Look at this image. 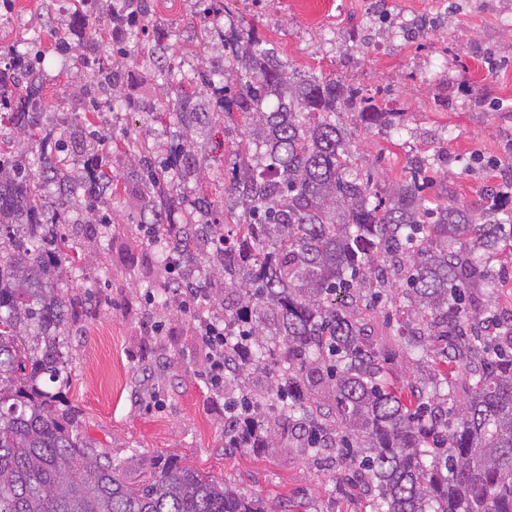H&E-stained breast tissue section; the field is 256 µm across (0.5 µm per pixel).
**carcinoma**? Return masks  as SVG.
Masks as SVG:
<instances>
[{"label":"carcinoma","instance_id":"1","mask_svg":"<svg viewBox=\"0 0 512 512\" xmlns=\"http://www.w3.org/2000/svg\"><path fill=\"white\" fill-rule=\"evenodd\" d=\"M118 2L113 31L149 27L151 0ZM97 4L74 0L75 24L53 30L64 54L80 40L87 75L52 120L41 109L44 50L10 47L0 69V512H267L178 458L129 481L123 462L82 434L77 407L41 386L69 383L66 340L93 309L60 287L82 257L57 226L84 225L74 190L95 223L111 224L119 181L135 188L138 224L167 273L157 302L167 304L174 288L223 297L209 318L224 323V389L242 392L227 405L226 447L288 441L314 456L334 448L336 490L363 481L370 512H512V321L480 307L499 288L490 256L512 249V210L433 204L424 156L410 158L408 179L380 192L336 117L351 112L366 128L398 134L404 125L343 80L291 68L238 24L234 0L203 9L227 20L217 33L224 57L197 71L195 92L173 111L158 112L147 85H182L168 47L154 44L143 73L124 42L101 61L90 25ZM231 72L237 90L224 82ZM108 110L143 112L195 143L128 137L118 155L130 168L114 171L99 160L111 139L84 128ZM216 127L224 139H213ZM15 129L36 148L30 162L13 151ZM238 135L251 149L213 197L197 148L220 161L224 140ZM390 295L412 308L397 333L421 365L406 382L392 369L396 351L369 341L363 315ZM424 336L443 346H421ZM270 358L276 370L265 390L244 385ZM457 370L472 393L458 413L448 410ZM312 382L332 391L331 406L305 394Z\"/></svg>","mask_w":512,"mask_h":512}]
</instances>
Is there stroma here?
Listing matches in <instances>:
<instances>
[{
    "label": "stroma",
    "instance_id": "1",
    "mask_svg": "<svg viewBox=\"0 0 512 512\" xmlns=\"http://www.w3.org/2000/svg\"><path fill=\"white\" fill-rule=\"evenodd\" d=\"M51 0H14L0 48L53 15ZM239 19L275 44L290 67L338 77L397 113L405 134L351 124L357 157L383 187L408 176L414 155L435 158L429 175L442 204L470 206L512 178V0H238ZM200 0H155L152 34L128 43L150 68L155 40L171 64L205 65L206 46L184 34ZM42 107L52 113L83 78L75 61L47 51ZM112 246L85 250L64 288L81 297L97 286L104 302L68 339L72 381L64 396L102 453L137 478L170 455L263 500L269 512H364L363 490L337 492L327 455L295 446L255 452L224 446V399L206 383L205 349L191 313L158 307L150 245L126 191L112 200Z\"/></svg>",
    "mask_w": 512,
    "mask_h": 512
}]
</instances>
